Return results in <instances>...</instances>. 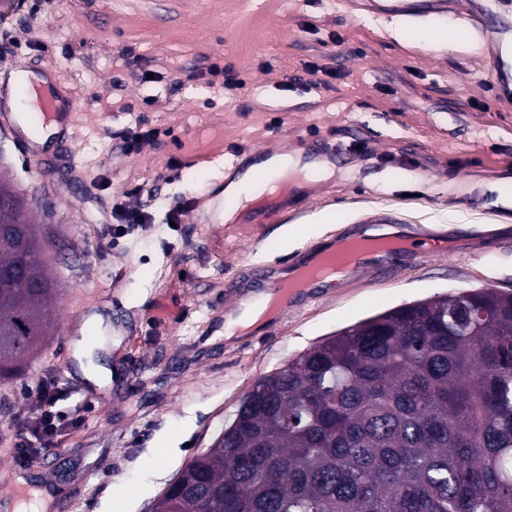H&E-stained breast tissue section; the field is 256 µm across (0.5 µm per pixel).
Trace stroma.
<instances>
[{
  "label": "stroma",
  "instance_id": "1",
  "mask_svg": "<svg viewBox=\"0 0 512 512\" xmlns=\"http://www.w3.org/2000/svg\"><path fill=\"white\" fill-rule=\"evenodd\" d=\"M489 7L481 29L457 0L408 23L340 0H8L0 6V78L53 75L78 110L43 162L0 97V173L40 227L58 286L54 330L22 374L0 384V495L14 477L45 512H152L168 483L234 418L257 378L320 339L437 293H512V92L494 95L486 58L512 40V13ZM425 27L475 45L417 43ZM329 70L314 86L304 65ZM240 88L210 86L212 64ZM158 130L135 153L128 131ZM326 180L306 207L252 224L247 209L192 222L198 194L223 198L234 152L288 151ZM145 209L115 237L114 201ZM336 223L311 229L316 217ZM178 216L170 225V216ZM426 237L378 270L348 272L278 314L276 325L224 337L225 287L260 297L261 275L373 218ZM111 377L87 381L80 366ZM57 379V411L78 417L52 455L13 462L16 416L33 384Z\"/></svg>",
  "mask_w": 512,
  "mask_h": 512
}]
</instances>
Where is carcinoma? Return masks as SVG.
I'll return each instance as SVG.
<instances>
[{
  "mask_svg": "<svg viewBox=\"0 0 512 512\" xmlns=\"http://www.w3.org/2000/svg\"><path fill=\"white\" fill-rule=\"evenodd\" d=\"M38 225L0 183V382L52 328ZM153 512H512V294H437L325 337Z\"/></svg>",
  "mask_w": 512,
  "mask_h": 512,
  "instance_id": "obj_1",
  "label": "carcinoma"
}]
</instances>
